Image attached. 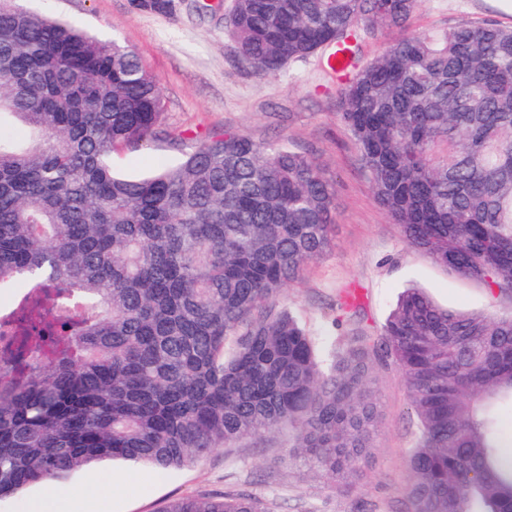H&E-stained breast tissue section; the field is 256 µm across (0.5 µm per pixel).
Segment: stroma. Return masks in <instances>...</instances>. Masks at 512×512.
<instances>
[{
    "instance_id": "stroma-1",
    "label": "stroma",
    "mask_w": 512,
    "mask_h": 512,
    "mask_svg": "<svg viewBox=\"0 0 512 512\" xmlns=\"http://www.w3.org/2000/svg\"><path fill=\"white\" fill-rule=\"evenodd\" d=\"M21 5L72 19L101 37L132 49L160 82L165 103L163 135L112 155L118 172L141 175L178 164L206 135L225 130L258 143L282 140L309 153L336 188L333 247L311 262L280 298L281 307L311 328L330 325L336 302L356 289L362 307L343 325L345 334H378L398 296L426 289L441 306L485 315L512 313V301L493 298L482 284L461 279L406 244L375 200L354 139L337 118L340 87L319 58L289 64L275 77H261L237 62V48L224 23L221 0H173L157 14L132 0H20ZM462 21L512 26V13L496 0H423L412 27L437 31ZM373 388L381 406L377 449L358 498L329 488L302 464L289 463L290 429L260 441L244 439L213 450L193 463L158 475L121 461L74 471L45 487L0 499V512H164L176 498L221 497L241 491L260 496L272 512H407V457L416 417L392 360L372 362Z\"/></svg>"
}]
</instances>
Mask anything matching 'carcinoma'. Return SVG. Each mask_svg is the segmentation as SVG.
I'll list each match as a JSON object with an SVG mask.
<instances>
[{
    "label": "carcinoma",
    "instance_id": "cac0c4a2",
    "mask_svg": "<svg viewBox=\"0 0 512 512\" xmlns=\"http://www.w3.org/2000/svg\"><path fill=\"white\" fill-rule=\"evenodd\" d=\"M421 0H234L238 57L275 75L350 49L337 116L409 246L512 298V27L417 32ZM392 33L368 63L360 43ZM119 42L0 4V497L103 460L183 466L294 429L289 459L361 490L390 358L417 419L409 512H512V314L399 298L373 346L277 309L333 246L336 190L307 153L225 132L139 178L112 153L163 122ZM165 512H270L249 493Z\"/></svg>",
    "mask_w": 512,
    "mask_h": 512
}]
</instances>
